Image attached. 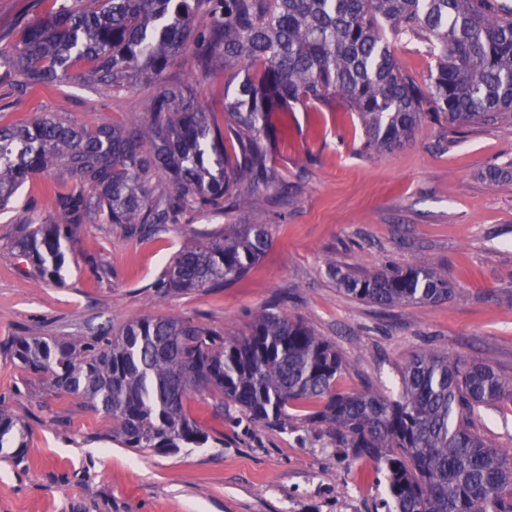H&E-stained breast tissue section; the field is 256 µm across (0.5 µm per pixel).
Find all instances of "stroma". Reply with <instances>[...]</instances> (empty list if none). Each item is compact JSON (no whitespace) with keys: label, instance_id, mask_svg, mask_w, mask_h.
Masks as SVG:
<instances>
[{"label":"stroma","instance_id":"1","mask_svg":"<svg viewBox=\"0 0 512 512\" xmlns=\"http://www.w3.org/2000/svg\"><path fill=\"white\" fill-rule=\"evenodd\" d=\"M50 0H0V48ZM391 49L401 69L426 85L435 59L409 37ZM235 69L205 71L193 52L156 81L128 91L75 81L20 91L0 83V125L61 112L94 127L142 120L158 90L189 84L216 123ZM270 162L282 182L263 207L240 202L185 215L156 234L131 236L117 224L84 227L67 250L63 277L37 281L11 243L29 219H56L50 186L74 178L55 167L28 179L14 208L0 212V395L29 423L20 458H0V512H380L385 475L374 462L324 447L299 420L281 430L212 416L210 396L188 411L210 433L203 446L173 453L126 448L111 438L110 418L83 399L57 395L15 365L18 337L77 339L100 326L141 317H196L228 336L247 331L269 304L301 317L342 353L336 386L397 394L399 369L414 353L437 351L483 362L512 376V178L488 182L491 168L512 171V122L455 128L424 119L409 142L368 153L355 113L296 106L273 113ZM230 224H264L270 247L245 276L221 289L152 288L172 255ZM422 263L448 274L446 300L381 308L340 292L330 266L366 272ZM474 428L512 449V403L480 410Z\"/></svg>","mask_w":512,"mask_h":512}]
</instances>
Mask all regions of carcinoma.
Returning a JSON list of instances; mask_svg holds the SVG:
<instances>
[{"instance_id":"obj_1","label":"carcinoma","mask_w":512,"mask_h":512,"mask_svg":"<svg viewBox=\"0 0 512 512\" xmlns=\"http://www.w3.org/2000/svg\"><path fill=\"white\" fill-rule=\"evenodd\" d=\"M58 6L0 49V80L21 89L72 79L130 90L160 76L192 47L204 69L242 68L226 94L224 125L211 121L189 86L167 88L147 119L79 126L63 113L0 126V211L27 178L54 166L76 180L54 192L57 219L14 248L41 281L62 278L63 243L88 224L131 235L247 199L261 207L280 182L269 164L270 113L296 105L356 113L372 151L403 145L426 115L452 126L512 117L509 0H54ZM204 12L208 20L196 23ZM415 38L436 56L423 88L404 73L390 41ZM264 224H232L175 253L157 280L163 292L224 288L265 254ZM346 295L380 307L445 300L448 274L412 265L372 274L331 267ZM12 358L61 394L82 397L115 424L126 448L175 452L210 434L188 410L215 397L214 413L288 429L290 409L315 405L304 421L327 444L369 458L386 475L387 512H512V452L473 428L485 405L512 402V379L490 365L429 352L401 368L397 395L337 390L342 355L305 323L275 308L245 334L225 337L193 318L166 316L104 327L79 340L18 338ZM26 424L0 402V450L24 447Z\"/></svg>"}]
</instances>
